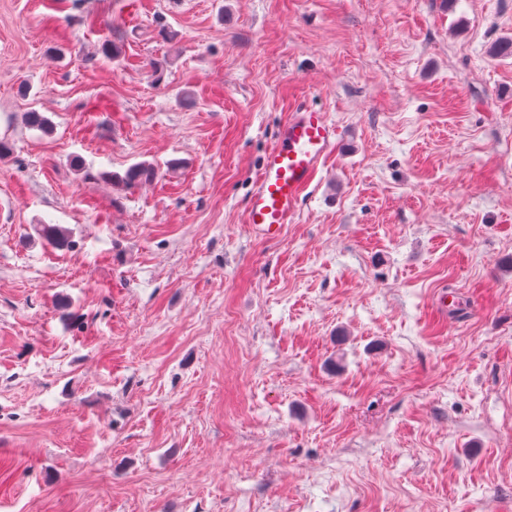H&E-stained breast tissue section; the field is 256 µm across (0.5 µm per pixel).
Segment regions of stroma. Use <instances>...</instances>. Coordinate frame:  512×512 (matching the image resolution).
Listing matches in <instances>:
<instances>
[{
	"instance_id": "35a3bbf8",
	"label": "stroma",
	"mask_w": 512,
	"mask_h": 512,
	"mask_svg": "<svg viewBox=\"0 0 512 512\" xmlns=\"http://www.w3.org/2000/svg\"><path fill=\"white\" fill-rule=\"evenodd\" d=\"M505 36L512 0H0V512H512ZM298 98L339 140L268 241Z\"/></svg>"
}]
</instances>
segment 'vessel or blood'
<instances>
[{
    "instance_id": "b4317fda",
    "label": "vessel or blood",
    "mask_w": 512,
    "mask_h": 512,
    "mask_svg": "<svg viewBox=\"0 0 512 512\" xmlns=\"http://www.w3.org/2000/svg\"><path fill=\"white\" fill-rule=\"evenodd\" d=\"M339 130L326 112L296 102L266 152L246 208V221L267 239L293 223L302 193L335 149Z\"/></svg>"
}]
</instances>
